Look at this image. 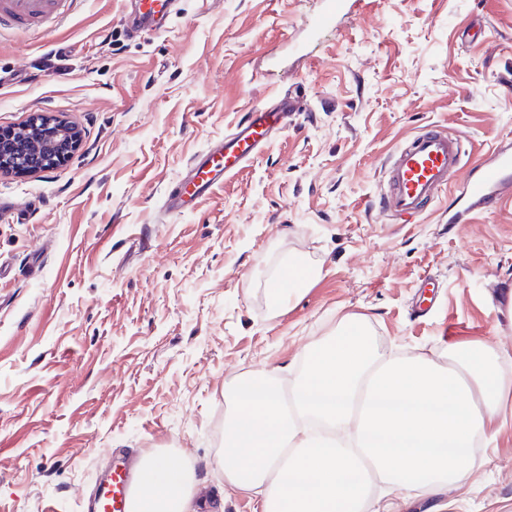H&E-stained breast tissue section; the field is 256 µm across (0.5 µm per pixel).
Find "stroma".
Here are the masks:
<instances>
[{"instance_id": "stroma-1", "label": "stroma", "mask_w": 512, "mask_h": 512, "mask_svg": "<svg viewBox=\"0 0 512 512\" xmlns=\"http://www.w3.org/2000/svg\"><path fill=\"white\" fill-rule=\"evenodd\" d=\"M136 0H74L50 32L0 34V128L80 131L64 166L0 172V512H88L113 448L189 465L197 497L260 512L224 482V389L293 387L343 318L381 359L512 351V198L449 223L379 204L396 148L429 124L461 170L512 144V0H354L309 38L320 0H176L130 37ZM304 109L185 215L168 189L254 107ZM320 269L280 312L289 257ZM427 312L416 317V302ZM397 512H512V418L462 485Z\"/></svg>"}]
</instances>
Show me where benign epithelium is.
<instances>
[{
	"label": "benign epithelium",
	"mask_w": 512,
	"mask_h": 512,
	"mask_svg": "<svg viewBox=\"0 0 512 512\" xmlns=\"http://www.w3.org/2000/svg\"><path fill=\"white\" fill-rule=\"evenodd\" d=\"M81 146L80 132L35 115L25 125L0 128V171L31 174L69 161Z\"/></svg>",
	"instance_id": "obj_1"
}]
</instances>
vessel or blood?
Instances as JSON below:
<instances>
[{"label": "vessel or blood", "instance_id": "obj_1", "mask_svg": "<svg viewBox=\"0 0 512 512\" xmlns=\"http://www.w3.org/2000/svg\"><path fill=\"white\" fill-rule=\"evenodd\" d=\"M72 0H0V29L21 30L60 20ZM136 24L142 28L161 25L170 12L172 0H137ZM346 0H323L314 19L320 30L334 28ZM299 108L289 94L264 110L252 113L235 131L208 153L192 162L182 182L166 199L169 213L193 209L226 178L237 175L266 147L274 131L286 129ZM462 155L458 136L436 125L424 127L405 141L392 156L389 193L383 207L403 221H412L425 211L448 186H455L457 208L449 213L452 224H464L471 214L490 210L504 197L512 196V147H497L491 161H477L465 180H458ZM135 488L129 471L111 470L96 493V512H127Z\"/></svg>", "mask_w": 512, "mask_h": 512}]
</instances>
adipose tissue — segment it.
Instances as JSON below:
<instances>
[{
  "label": "adipose tissue",
  "mask_w": 512,
  "mask_h": 512,
  "mask_svg": "<svg viewBox=\"0 0 512 512\" xmlns=\"http://www.w3.org/2000/svg\"><path fill=\"white\" fill-rule=\"evenodd\" d=\"M507 350L476 345L449 364L416 355L380 362L363 322L343 319L315 345L295 386V413L270 375L236 378L224 417V481L262 512H392L395 500L468 480L475 438L512 415ZM129 512H198L188 469L146 458ZM384 485L370 495L368 475Z\"/></svg>",
  "instance_id": "1"
}]
</instances>
